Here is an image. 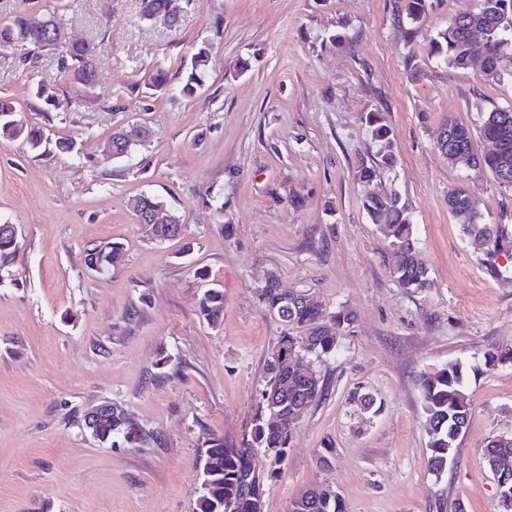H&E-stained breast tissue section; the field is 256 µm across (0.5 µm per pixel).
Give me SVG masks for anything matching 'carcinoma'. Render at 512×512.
I'll use <instances>...</instances> for the list:
<instances>
[{
	"mask_svg": "<svg viewBox=\"0 0 512 512\" xmlns=\"http://www.w3.org/2000/svg\"><path fill=\"white\" fill-rule=\"evenodd\" d=\"M433 9V0H400L397 20L418 33ZM512 0H476L473 10L466 15H457L448 25L439 30L432 40L433 52L446 64L466 69L473 57L482 59L483 76L492 82L512 80ZM481 26L485 37L480 42L471 39L473 26ZM95 49L87 42L68 46L60 59L59 68L69 79L73 96L59 99L45 84L37 87L35 96L56 111L65 112L81 96L83 85L96 80L94 68ZM208 60V49L201 46L192 55L190 63L181 70L180 92L192 95L200 87ZM169 82L168 70L155 65L148 75V85L162 92ZM12 103L0 97V137L21 139L31 148L38 149L43 142L42 130L38 127L17 129L12 123ZM363 120L371 129L374 139L381 144L379 159L375 163L362 160L356 175L369 185L377 178L378 169H392L398 163L393 148L390 127L382 113L371 110L364 113ZM448 129L450 146L474 151V133L468 126L453 119L444 124ZM478 131L481 139L490 148L477 154L478 170L491 174L497 183L512 189V101L481 113ZM363 207L371 223L377 225L399 255L395 276L399 285L411 292L432 286L429 270L417 256L412 215L409 206L400 194L392 189L377 188L365 195ZM448 210L460 225L463 236L473 251L489 258L504 250L512 242V233L504 224H487L482 216L468 205L467 189L458 187L448 192ZM98 254L104 264L114 267L122 259V249L117 243L108 242L90 249ZM285 291L277 288V282L262 288V299L266 308L285 304ZM199 313L210 324H218L224 315V290L207 288L199 300ZM353 314L347 309L330 312L321 305L284 309L282 322L292 329H301L302 336L291 333L281 336L276 347L286 357L280 369L267 361L264 389L279 388V407L268 409L261 404L253 420L250 438L237 446L222 438H215L201 458L202 473L210 487L202 492L197 501V512H264V489L252 488L248 476L257 464L255 449L278 448L283 462L288 456L289 436L286 428L296 423V409L311 408L325 394L326 384L317 377H298L290 373L291 362L287 357L295 355L330 356L336 353L338 330L351 322ZM512 364V345H493L484 353V365L494 367ZM466 368L459 362H450L442 368L425 373L420 378L422 408L431 427L428 444V464L436 476H440L448 465V459L458 451L459 439L467 430L471 418V403L464 387ZM120 436L127 440L133 436L140 439L138 430L129 422L115 418L100 424V440L109 441ZM482 457L487 468L507 460L512 463V434L489 439L482 448ZM289 512H346L340 497L330 495L328 488L315 487L294 499Z\"/></svg>",
	"mask_w": 512,
	"mask_h": 512,
	"instance_id": "carcinoma-1",
	"label": "carcinoma"
}]
</instances>
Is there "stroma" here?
<instances>
[{"label": "stroma", "instance_id": "stroma-1", "mask_svg": "<svg viewBox=\"0 0 512 512\" xmlns=\"http://www.w3.org/2000/svg\"><path fill=\"white\" fill-rule=\"evenodd\" d=\"M140 0H0V18L54 15L96 49V84L65 112H40L35 83L71 94L59 51L0 45V96L40 149L0 138V224L19 247L0 261V512H196L210 439L241 441L260 404L265 364L288 326L261 301L268 277L353 312L338 349L304 363L323 399L296 424L264 512H288L329 485L347 512H498L485 441L512 433V364L483 368L512 344V248L489 259L466 244L448 191L471 189L485 222L512 226V191L450 165L436 148L450 119L475 128L512 92L480 64L462 70L430 41L473 0H435L417 36L398 0H186L177 27L139 18ZM207 45L205 80L180 94L181 64ZM165 61L169 88L145 87ZM379 108L399 162L382 186L407 200L432 288L395 278L398 256L371 224L356 176L375 159L362 114ZM151 136L128 156L104 144L120 128ZM81 142L62 154L57 140ZM153 194L183 224L158 242L131 208ZM118 242L121 263L98 273L89 249ZM224 291L218 325L199 315L205 288ZM468 365L472 407L442 476L428 467L419 378ZM372 393L379 413L353 395ZM110 401L141 434L101 442L86 410ZM329 464H322V455Z\"/></svg>", "mask_w": 512, "mask_h": 512}]
</instances>
